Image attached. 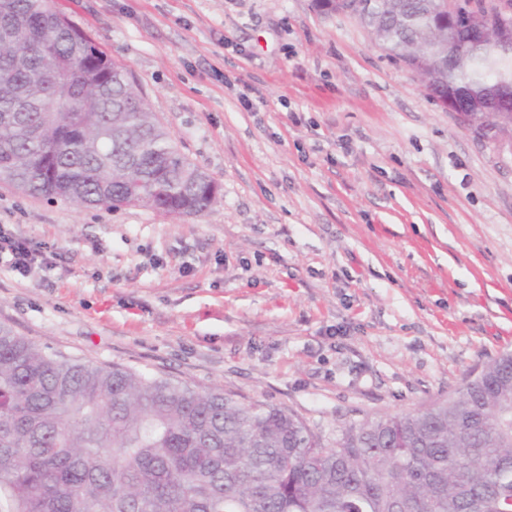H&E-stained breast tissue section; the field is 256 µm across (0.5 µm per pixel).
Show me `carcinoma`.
Listing matches in <instances>:
<instances>
[{"instance_id":"cac0c4a2","label":"carcinoma","mask_w":512,"mask_h":512,"mask_svg":"<svg viewBox=\"0 0 512 512\" xmlns=\"http://www.w3.org/2000/svg\"><path fill=\"white\" fill-rule=\"evenodd\" d=\"M388 56L438 86L512 83V55L422 28L425 0H375ZM0 182L80 206L201 215L219 195L128 72L51 0H0ZM0 512H512V354L448 400L340 429L120 365L62 361L0 325Z\"/></svg>"}]
</instances>
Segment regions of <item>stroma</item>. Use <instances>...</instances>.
<instances>
[{
    "label": "stroma",
    "mask_w": 512,
    "mask_h": 512,
    "mask_svg": "<svg viewBox=\"0 0 512 512\" xmlns=\"http://www.w3.org/2000/svg\"><path fill=\"white\" fill-rule=\"evenodd\" d=\"M220 186L195 217L0 183L45 247L0 324L303 417L323 445L423 410L512 353V151L463 127L314 0H54Z\"/></svg>",
    "instance_id": "stroma-1"
}]
</instances>
